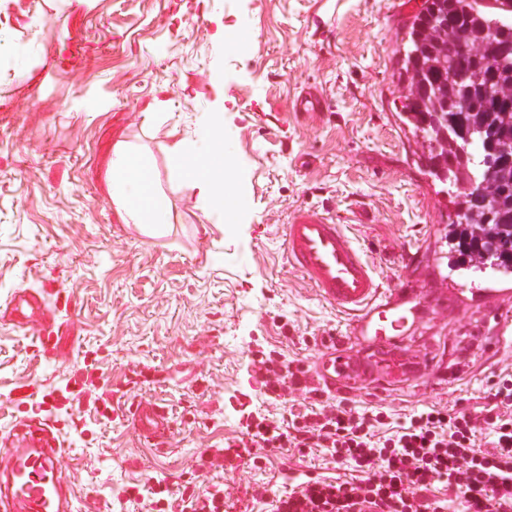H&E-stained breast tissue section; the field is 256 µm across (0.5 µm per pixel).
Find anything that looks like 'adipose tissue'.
Listing matches in <instances>:
<instances>
[{
    "label": "adipose tissue",
    "mask_w": 512,
    "mask_h": 512,
    "mask_svg": "<svg viewBox=\"0 0 512 512\" xmlns=\"http://www.w3.org/2000/svg\"><path fill=\"white\" fill-rule=\"evenodd\" d=\"M204 146L182 139L169 149L168 166L177 183L196 195L203 210L221 213L226 224L241 223L244 213L234 198L242 179L224 163V115L216 113L204 131ZM112 201L123 221L152 238L163 236L172 212L156 180L152 158L124 141L112 148Z\"/></svg>",
    "instance_id": "1"
}]
</instances>
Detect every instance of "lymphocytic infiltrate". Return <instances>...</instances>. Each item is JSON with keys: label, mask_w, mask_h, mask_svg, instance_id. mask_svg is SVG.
I'll return each mask as SVG.
<instances>
[{"label": "lymphocytic infiltrate", "mask_w": 512, "mask_h": 512, "mask_svg": "<svg viewBox=\"0 0 512 512\" xmlns=\"http://www.w3.org/2000/svg\"><path fill=\"white\" fill-rule=\"evenodd\" d=\"M253 378L272 405L300 391L309 402L279 423L256 413L246 434L278 452H319L348 467L347 479L317 475L273 492L267 512H512V372L488 388L485 426L470 413L431 405L389 421L377 407L356 409L322 395L310 371L283 350H257Z\"/></svg>", "instance_id": "lymphocytic-infiltrate-1"}]
</instances>
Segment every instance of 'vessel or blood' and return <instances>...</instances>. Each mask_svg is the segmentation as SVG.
Returning a JSON list of instances; mask_svg holds the SVG:
<instances>
[{"mask_svg":"<svg viewBox=\"0 0 512 512\" xmlns=\"http://www.w3.org/2000/svg\"><path fill=\"white\" fill-rule=\"evenodd\" d=\"M289 266L300 272L317 296L345 319L343 339L328 341L313 370L331 392H343L351 374L381 369L404 376L391 352L404 344L413 323L412 297L402 288L383 287L360 246L330 216L297 210L284 227ZM136 429L154 439L171 434L161 405H137ZM20 443L0 438V512H75V491L62 472L63 445L54 425L41 416L23 426Z\"/></svg>","mask_w":512,"mask_h":512,"instance_id":"vessel-or-blood-1","label":"vessel or blood"}]
</instances>
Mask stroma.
Returning <instances> with one entry per match:
<instances>
[{"label":"stroma","instance_id":"stroma-1","mask_svg":"<svg viewBox=\"0 0 512 512\" xmlns=\"http://www.w3.org/2000/svg\"><path fill=\"white\" fill-rule=\"evenodd\" d=\"M423 4L0 0V308L19 290L45 299L24 327L0 319V435L46 411L77 512H145L144 492L193 480L262 403L258 346L308 364L320 337L343 334L342 316L286 263L282 229L299 208L343 224L385 285L420 297L417 378L353 389L348 404L396 422L427 405L485 418L490 381L512 371V343L498 339L512 280L456 267L444 241L456 209L398 116L397 50ZM309 89L324 107L295 111ZM218 111L249 211L233 226L205 215L167 166L172 143L198 139ZM120 139L155 160L173 214L163 237L112 203ZM48 322L62 336L53 355L39 341ZM87 376L95 391L67 398ZM145 402L174 423L163 451L131 425ZM248 451L258 465L217 477L229 512H259L283 474L325 466L293 448Z\"/></svg>","mask_w":512,"mask_h":512}]
</instances>
